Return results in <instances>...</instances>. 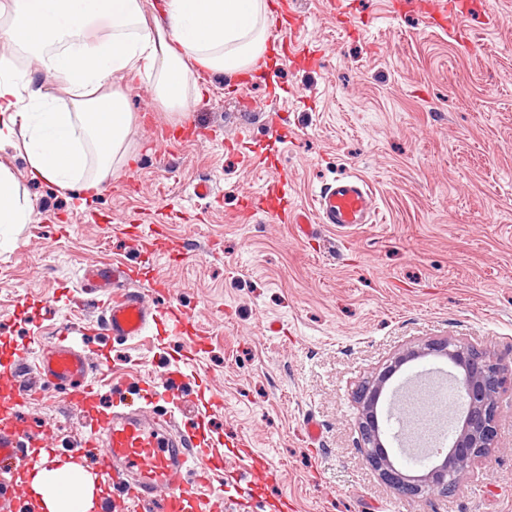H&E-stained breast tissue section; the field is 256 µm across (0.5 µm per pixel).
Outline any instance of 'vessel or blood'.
I'll return each mask as SVG.
<instances>
[{
    "label": "vessel or blood",
    "instance_id": "b4317fda",
    "mask_svg": "<svg viewBox=\"0 0 512 512\" xmlns=\"http://www.w3.org/2000/svg\"><path fill=\"white\" fill-rule=\"evenodd\" d=\"M376 214L373 193L358 175L336 179L320 190L311 211L275 212V219L307 225L330 224L344 230L373 223ZM123 267L95 263L84 268L81 283L105 296V329L122 339L145 335L156 328L167 336L182 335L193 316L169 306H148L146 290L125 286ZM27 382H17L20 370ZM92 359L72 337L60 336L40 346L32 363L10 359L0 365V502L14 493L15 481L24 471L15 470L19 456H26V469L56 468V454L44 452L47 426L24 424L21 414L28 401L46 391L58 393L69 405L87 414L89 435L66 454L69 479H77L92 467L100 493L119 494L130 512L157 505V512H223V497H206L202 489L208 469L224 464L222 455L202 445L197 438L199 418L184 427L160 422L144 406L126 405L103 412L97 407V382L91 377Z\"/></svg>",
    "mask_w": 512,
    "mask_h": 512
}]
</instances>
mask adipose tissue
<instances>
[{"instance_id": "ef3b65f1", "label": "adipose tissue", "mask_w": 512, "mask_h": 512, "mask_svg": "<svg viewBox=\"0 0 512 512\" xmlns=\"http://www.w3.org/2000/svg\"><path fill=\"white\" fill-rule=\"evenodd\" d=\"M167 25H149L144 0H10L0 29L36 70L48 94L11 57L0 56V147H22L31 177L61 191L100 194L127 160L133 115L115 75L148 69L152 96L188 111L193 67L229 75L251 69L268 42L266 0H165ZM104 25L107 34L95 29ZM15 177L0 168V236L31 220ZM42 512H89L91 477L66 484L60 471L33 475Z\"/></svg>"}]
</instances>
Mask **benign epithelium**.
I'll return each mask as SVG.
<instances>
[{"label":"benign epithelium","instance_id":"7a95c632","mask_svg":"<svg viewBox=\"0 0 512 512\" xmlns=\"http://www.w3.org/2000/svg\"><path fill=\"white\" fill-rule=\"evenodd\" d=\"M436 355L459 369L458 392L466 406L462 424L444 458L423 476L402 473L390 460L382 441L378 405L387 383L408 362ZM512 386V369L486 350L446 338L427 342L393 357L355 391L358 407L359 447L380 479L407 500L430 491L451 494L456 491L459 473L485 458L497 448L496 422L500 396Z\"/></svg>","mask_w":512,"mask_h":512}]
</instances>
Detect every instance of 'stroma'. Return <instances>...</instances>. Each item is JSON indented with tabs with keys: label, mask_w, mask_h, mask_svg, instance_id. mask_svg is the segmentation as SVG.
<instances>
[{
	"label": "stroma",
	"mask_w": 512,
	"mask_h": 512,
	"mask_svg": "<svg viewBox=\"0 0 512 512\" xmlns=\"http://www.w3.org/2000/svg\"><path fill=\"white\" fill-rule=\"evenodd\" d=\"M291 0L295 41L314 64L283 60L289 16L269 8L270 45L248 80L194 68L198 95L176 112L145 76L116 78L134 116L129 162L88 203L31 178L22 152L0 164L31 221L0 243V348L33 358L73 327L106 381L100 402H140L168 384L185 402L221 394L205 432L224 456L211 473L224 512H512V388L498 447L452 495L401 498L359 446L357 385L407 346L448 338L512 364V0H469L458 30L431 23L441 0ZM292 13V14H293ZM189 141L150 149L159 129ZM348 175L371 186L379 220L344 234L327 224L243 218L277 183L281 206L311 207ZM211 180L215 193L193 195ZM120 259L158 275L193 313L192 334L118 339L78 278ZM66 453L88 433L59 399L30 401ZM320 428L318 440L304 430ZM274 465L280 479L255 476Z\"/></svg>",
	"instance_id": "35a3bbf8"
}]
</instances>
